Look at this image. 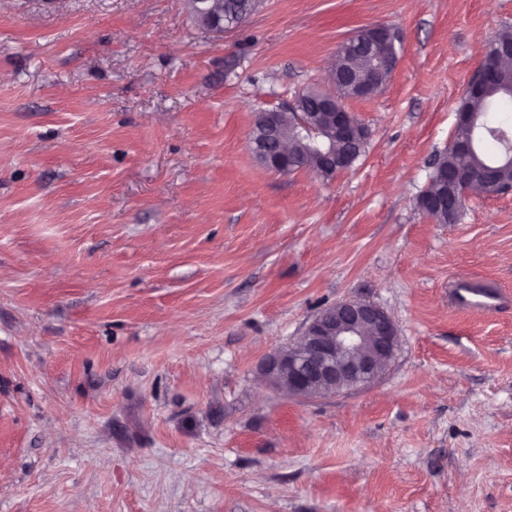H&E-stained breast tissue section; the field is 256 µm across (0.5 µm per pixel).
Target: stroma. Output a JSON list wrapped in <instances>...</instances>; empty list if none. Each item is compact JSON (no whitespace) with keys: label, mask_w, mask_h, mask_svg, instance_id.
Instances as JSON below:
<instances>
[{"label":"stroma","mask_w":512,"mask_h":512,"mask_svg":"<svg viewBox=\"0 0 512 512\" xmlns=\"http://www.w3.org/2000/svg\"><path fill=\"white\" fill-rule=\"evenodd\" d=\"M402 32L345 100L354 169L279 174L257 111L326 88L363 27ZM512 0H264L215 37L185 0H0V512H512V193L419 211ZM344 298L399 348L305 398L265 357ZM466 192L463 198H460L456 195V193L451 192L448 196H441L438 198H432L427 202V206L429 209H439L443 207H448L453 210H442L440 212L431 211L429 213V217L434 220L438 224H454L458 221L459 216L464 209L465 203L461 204L460 208H457V204L461 201H464L467 198ZM457 305L478 310H490L511 301V295L502 291L489 292L470 281L458 282L452 293Z\"/></svg>","instance_id":"1"}]
</instances>
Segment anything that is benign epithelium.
Segmentation results:
<instances>
[{
	"label": "benign epithelium",
	"instance_id": "7a95c632",
	"mask_svg": "<svg viewBox=\"0 0 512 512\" xmlns=\"http://www.w3.org/2000/svg\"><path fill=\"white\" fill-rule=\"evenodd\" d=\"M334 138L352 144L367 136L352 114L329 104ZM398 329L379 306L342 299L321 310L301 336L270 354L262 364L267 381L284 380L288 393L312 397L322 390L341 392L370 384L398 351Z\"/></svg>",
	"mask_w": 512,
	"mask_h": 512
}]
</instances>
